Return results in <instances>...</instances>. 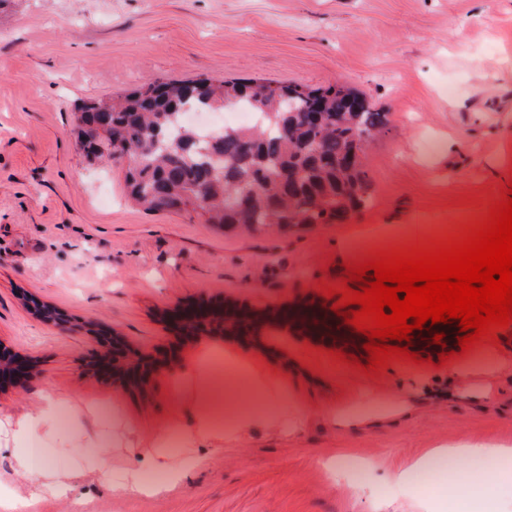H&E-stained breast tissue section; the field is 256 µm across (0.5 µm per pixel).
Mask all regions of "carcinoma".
Listing matches in <instances>:
<instances>
[{"mask_svg": "<svg viewBox=\"0 0 512 512\" xmlns=\"http://www.w3.org/2000/svg\"><path fill=\"white\" fill-rule=\"evenodd\" d=\"M262 79H165L84 102L76 115L89 156L127 164L132 201L224 227L343 223L372 203L362 156L387 124L359 93ZM231 107L262 120L212 135L183 127L188 108Z\"/></svg>", "mask_w": 512, "mask_h": 512, "instance_id": "cac0c4a2", "label": "carcinoma"}]
</instances>
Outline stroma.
<instances>
[{"label": "stroma", "mask_w": 512, "mask_h": 512, "mask_svg": "<svg viewBox=\"0 0 512 512\" xmlns=\"http://www.w3.org/2000/svg\"><path fill=\"white\" fill-rule=\"evenodd\" d=\"M198 77L363 93L388 119L363 155L373 206L248 232L131 204L125 165L79 148L75 104ZM511 182L512 0H0V340L38 365L0 392V420L60 397L112 412L35 431L51 474L27 512H456L460 499L466 512H512V462L385 478L429 448H512V326L441 367L396 359L374 377L318 336L221 340L270 387L257 400L235 385L224 416L236 439L180 446L166 466L194 468L160 496L138 475L166 467L150 451L173 422L190 424L172 392L191 399L193 383L116 389L84 369L112 331L158 363L189 364L207 344H182L162 315L198 297L330 310L322 286L344 288L338 238L374 224L450 230ZM34 303L65 325L37 319ZM26 442L0 451V501L31 494ZM346 456L371 462L362 489L336 470ZM57 476L77 477L76 491L58 494Z\"/></svg>", "instance_id": "stroma-1"}]
</instances>
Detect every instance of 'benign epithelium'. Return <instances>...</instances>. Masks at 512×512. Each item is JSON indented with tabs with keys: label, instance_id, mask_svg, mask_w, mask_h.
<instances>
[{
	"label": "benign epithelium",
	"instance_id": "benign-epithelium-1",
	"mask_svg": "<svg viewBox=\"0 0 512 512\" xmlns=\"http://www.w3.org/2000/svg\"><path fill=\"white\" fill-rule=\"evenodd\" d=\"M33 313L48 324L58 325L63 321L62 315L49 305L36 307ZM267 329H288L295 334L312 336L317 324L312 318L283 319L280 309L274 306L260 310L232 306L222 309L199 298L180 311L178 326L180 335L188 343L221 340L228 334L258 341ZM151 366V359L147 355L133 350L125 337L116 333L99 340L98 347L89 353L87 364L92 371L107 370L112 385L120 388L140 382V373ZM32 370V362L21 358L13 347H0V389L4 387V380H15Z\"/></svg>",
	"mask_w": 512,
	"mask_h": 512
}]
</instances>
